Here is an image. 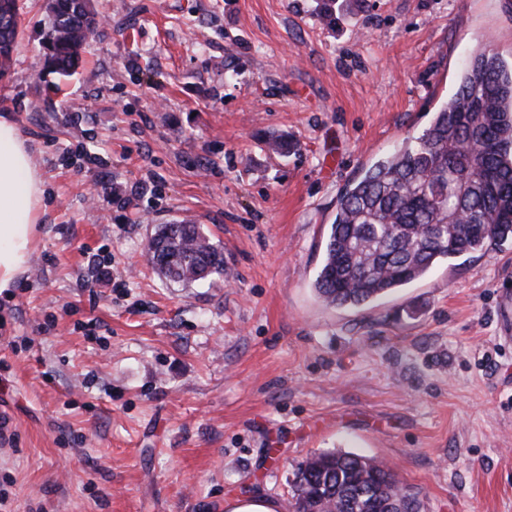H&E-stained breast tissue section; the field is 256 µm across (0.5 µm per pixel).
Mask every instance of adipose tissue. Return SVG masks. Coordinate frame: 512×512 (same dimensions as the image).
<instances>
[{
  "mask_svg": "<svg viewBox=\"0 0 512 512\" xmlns=\"http://www.w3.org/2000/svg\"><path fill=\"white\" fill-rule=\"evenodd\" d=\"M44 194L17 127L0 116V292L14 287L28 265Z\"/></svg>",
  "mask_w": 512,
  "mask_h": 512,
  "instance_id": "1",
  "label": "adipose tissue"
}]
</instances>
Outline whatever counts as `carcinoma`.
<instances>
[{
	"mask_svg": "<svg viewBox=\"0 0 512 512\" xmlns=\"http://www.w3.org/2000/svg\"><path fill=\"white\" fill-rule=\"evenodd\" d=\"M45 65L67 78L98 34L90 0H48ZM18 0H0V79L19 37ZM512 236V63L484 48L465 65L429 126L340 192L315 288L334 307L360 306L425 276L438 262ZM152 269L189 287L224 277V250L197 224H162ZM423 512L392 467L338 450L295 474L293 512Z\"/></svg>",
	"mask_w": 512,
	"mask_h": 512,
	"instance_id": "obj_1",
	"label": "carcinoma"
}]
</instances>
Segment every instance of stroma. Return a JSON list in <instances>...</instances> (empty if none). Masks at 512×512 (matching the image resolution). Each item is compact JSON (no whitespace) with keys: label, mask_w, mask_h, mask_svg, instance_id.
<instances>
[{"label":"stroma","mask_w":512,"mask_h":512,"mask_svg":"<svg viewBox=\"0 0 512 512\" xmlns=\"http://www.w3.org/2000/svg\"><path fill=\"white\" fill-rule=\"evenodd\" d=\"M99 34L47 71L22 0L0 115L45 194L0 294V495L10 512H289L321 450L392 464L425 512H512V236L360 307L314 288L340 191L512 60V0H91ZM284 134L294 147L269 153ZM189 221L224 278L160 279ZM278 449L279 463L267 461ZM225 512H278V505L263 496H244L224 501Z\"/></svg>","instance_id":"stroma-1"}]
</instances>
